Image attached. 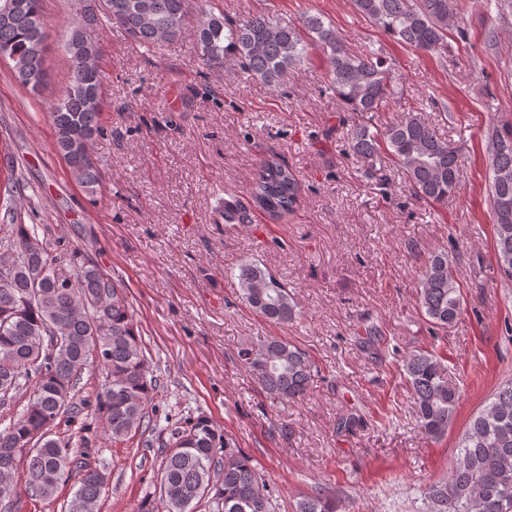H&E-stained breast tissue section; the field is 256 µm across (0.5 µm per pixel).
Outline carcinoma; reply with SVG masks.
I'll return each instance as SVG.
<instances>
[{
	"instance_id": "1",
	"label": "carcinoma",
	"mask_w": 512,
	"mask_h": 512,
	"mask_svg": "<svg viewBox=\"0 0 512 512\" xmlns=\"http://www.w3.org/2000/svg\"><path fill=\"white\" fill-rule=\"evenodd\" d=\"M3 14L0 0V59L12 62L14 80L33 92L43 89L48 72L43 58L49 21L42 0ZM357 11L398 43L420 52L446 43L451 0H354ZM186 0H110V8L89 17L97 46L98 80L87 84L79 66L85 34L65 30V51L71 75L51 102L47 115L54 128L55 149L73 179L92 192L101 176L90 153L102 130V87L107 74L101 32L116 27L144 44L172 43L181 35ZM302 26L322 50L328 66V89L357 116L348 135L352 151L369 166L382 154L396 165L413 194L443 203L458 187L460 150L438 137L415 113H403L379 126L375 115L396 98L397 87L375 50L360 55L325 26L321 17L306 15ZM201 59L208 66L237 58L246 76L271 87L281 85L309 53L301 30L268 16L236 20L210 11L198 20ZM490 206L494 218V252L500 276L512 281V125H503L491 139ZM0 178V407L22 389L27 404L0 429V492L17 495L13 483L25 467L24 492L41 501L57 499L73 472L79 486L65 512H99L109 474L84 462L85 451L53 433L57 420L74 419L87 408L77 400L83 375L97 367L107 381L97 394L94 415L114 443L156 430L154 400L159 385L132 307L123 289L97 265L40 235L39 224L24 222L16 193L22 183L12 157ZM300 183L294 171L277 159L260 162L250 197L271 219L278 220L298 201ZM236 278L242 298L274 325L296 315L288 288L263 264L244 262ZM418 302L434 328L445 329L461 314L462 295L448 253L433 255L418 281ZM239 358L255 374L272 401L303 396L315 366L305 351L276 336L258 348H244ZM412 405L420 426L430 436L445 435L462 397L459 384L428 350L404 360ZM161 462L157 487L139 512H276L273 492L251 456L206 415H188L166 439L158 440ZM449 476L427 489L429 512H512V382L500 385L483 409L470 419ZM295 512H336V501L320 495L297 502Z\"/></svg>"
}]
</instances>
